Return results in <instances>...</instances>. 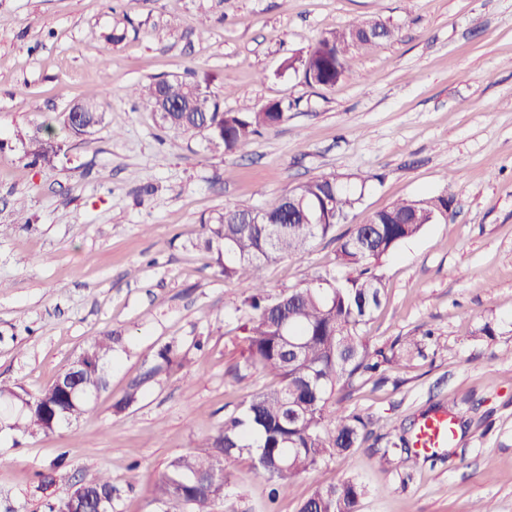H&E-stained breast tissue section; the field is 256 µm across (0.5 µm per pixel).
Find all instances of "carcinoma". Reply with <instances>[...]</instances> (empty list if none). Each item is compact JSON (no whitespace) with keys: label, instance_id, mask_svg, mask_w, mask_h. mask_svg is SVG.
I'll use <instances>...</instances> for the list:
<instances>
[{"label":"carcinoma","instance_id":"carcinoma-1","mask_svg":"<svg viewBox=\"0 0 512 512\" xmlns=\"http://www.w3.org/2000/svg\"><path fill=\"white\" fill-rule=\"evenodd\" d=\"M395 31L377 20H362L322 36L299 64L307 85L326 88L345 73L352 50H370L392 40ZM132 94L156 111L161 128L175 133H199L207 143L226 153L247 147L262 131L288 119L296 103L273 100L224 109V100L209 86L190 76L151 81L132 88ZM80 112L65 117V130L87 136L104 119L101 96L85 95ZM61 145L49 124L29 139L25 153L32 163L53 167ZM357 193L333 175L313 178L283 194L270 208L257 211L260 223L251 224L247 208L226 205L201 220L204 232L198 246L216 255L218 274L243 281L251 291L242 305L252 315L243 324L245 365L272 375L276 384L251 394L240 414L224 420L206 437L197 452L173 458L157 480L153 501L165 512H219L224 505L227 468L246 456L256 473L269 483V497L278 499L305 473L331 457H345L362 447L371 431L357 414L328 411L335 389L353 387L358 375L381 366L410 360L421 353L411 340L388 351L370 352L362 328L380 308L383 278L380 261L428 224H446L448 199L425 196L403 199L354 225L336 238L339 263L351 271L344 280L321 284L318 276L305 285L277 295L268 293L264 266L304 252L314 239L346 222L358 202ZM119 334L108 331L88 346V359L77 380L79 389L107 388L104 365L112 359ZM21 406L24 420L11 426L25 434L50 432L71 424L88 403L68 396L57 383L31 394L19 386L0 385V402ZM365 489L347 477L321 486L300 505L299 512H361ZM117 489L102 474L86 485L89 512H112Z\"/></svg>","mask_w":512,"mask_h":512}]
</instances>
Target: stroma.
<instances>
[{
    "label": "stroma",
    "instance_id": "stroma-1",
    "mask_svg": "<svg viewBox=\"0 0 512 512\" xmlns=\"http://www.w3.org/2000/svg\"><path fill=\"white\" fill-rule=\"evenodd\" d=\"M368 18L394 40L353 53L335 86L288 68L327 32ZM192 73L225 109L294 101L285 122L244 151L159 127L129 89ZM100 91L89 137L59 132L55 167L31 165L23 139L61 124ZM362 186L346 224L269 263V292L345 278L335 235L402 199L444 195L450 218L385 257V296L364 329L371 350L421 341L424 354L357 378L339 402L373 435L302 475L272 501L242 460L224 512H297L343 477L363 512H512V0H0V383L35 393L107 330L118 331L108 386L55 432L0 428V512H47L100 474L115 512H156L152 491L252 392L272 385L241 356L246 283L195 248L224 205L274 204L314 177ZM28 223H14L15 200ZM492 335H480L484 325ZM177 346L185 367L152 355ZM138 400L115 405L130 388ZM461 420L447 456H407L401 437L433 403Z\"/></svg>",
    "mask_w": 512,
    "mask_h": 512
}]
</instances>
